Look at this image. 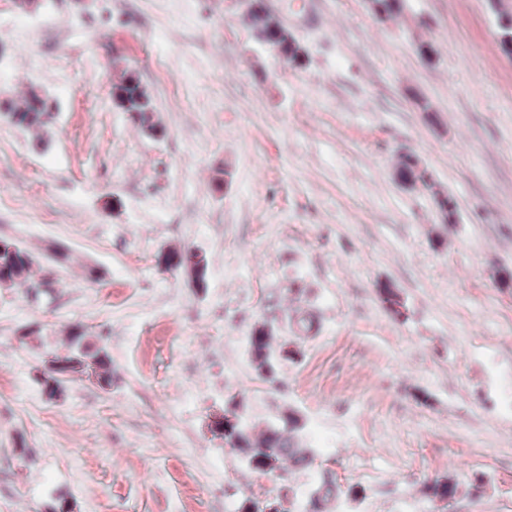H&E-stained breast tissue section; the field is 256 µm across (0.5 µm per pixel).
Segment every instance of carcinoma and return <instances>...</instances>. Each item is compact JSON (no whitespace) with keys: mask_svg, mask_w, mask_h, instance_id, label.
<instances>
[{"mask_svg":"<svg viewBox=\"0 0 512 512\" xmlns=\"http://www.w3.org/2000/svg\"><path fill=\"white\" fill-rule=\"evenodd\" d=\"M405 0H368V8L375 16L391 19L403 12ZM249 25L257 37H264L268 43L279 49L285 60L291 64L301 65L305 61L306 52L302 44L271 14L251 11L247 14ZM128 98V111L134 113L130 118L133 126L141 132L152 134L159 131L155 120V111L150 94L146 88L137 83L124 87ZM0 116L5 117L13 125L25 130L37 132L48 122L47 113L36 107L31 94L21 99L7 100L0 106ZM424 189L430 191L437 207L441 224L449 227L456 222L455 206L452 198L435 189L432 179L424 181ZM35 264L32 253L25 246L15 252L0 253V274H7L11 286L21 287L26 293L37 296L43 293V280L34 278ZM377 294L385 309L391 314H397L395 307L405 306L398 290L389 286L377 288ZM274 321L263 319L253 327L249 336V355L258 376L264 380L275 371L277 345L274 344ZM72 357L80 359L82 369L95 366L106 377L112 380V357L104 340L92 336L83 326L77 324L69 328L66 336L64 352L56 358L67 360ZM304 424L300 416L293 410L284 413L277 421L266 425L257 436L247 428L234 430L228 436L232 440L231 449L244 456L250 468L262 472L263 457L266 451H271L275 460L283 469L305 466L312 458V450L302 446L300 435ZM340 493L336 482L323 479L313 490L308 500L310 509L306 512H326L329 501ZM459 495V484L449 477H437L424 484L423 496L431 503L436 501L451 502Z\"/></svg>","mask_w":512,"mask_h":512,"instance_id":"cac0c4a2","label":"carcinoma"}]
</instances>
